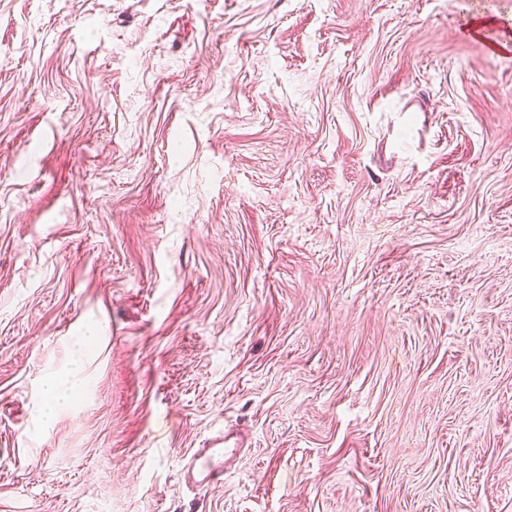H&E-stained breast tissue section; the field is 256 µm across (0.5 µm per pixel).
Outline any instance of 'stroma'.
Wrapping results in <instances>:
<instances>
[{
  "instance_id": "1",
  "label": "stroma",
  "mask_w": 512,
  "mask_h": 512,
  "mask_svg": "<svg viewBox=\"0 0 512 512\" xmlns=\"http://www.w3.org/2000/svg\"><path fill=\"white\" fill-rule=\"evenodd\" d=\"M483 17L512 44V0H0V512H512ZM242 448L228 431L209 438L203 448H196L182 466V479L187 486L213 489L224 485V474L230 459Z\"/></svg>"
}]
</instances>
